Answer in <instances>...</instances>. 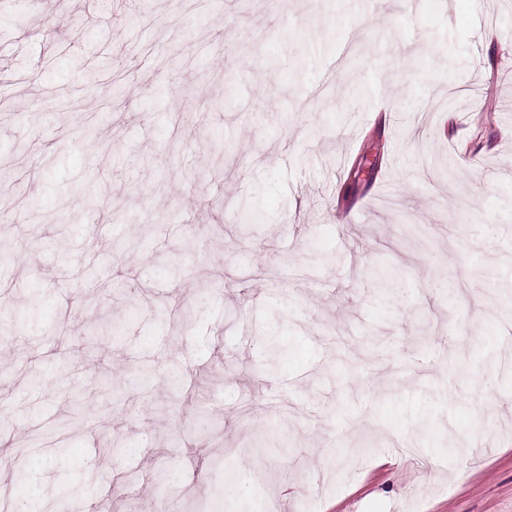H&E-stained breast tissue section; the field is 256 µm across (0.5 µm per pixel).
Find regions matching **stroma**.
Returning a JSON list of instances; mask_svg holds the SVG:
<instances>
[{"label": "stroma", "mask_w": 512, "mask_h": 512, "mask_svg": "<svg viewBox=\"0 0 512 512\" xmlns=\"http://www.w3.org/2000/svg\"><path fill=\"white\" fill-rule=\"evenodd\" d=\"M139 2L0 0L10 512H151L157 490L176 512H512V0ZM124 236L141 250L93 261Z\"/></svg>", "instance_id": "35a3bbf8"}]
</instances>
